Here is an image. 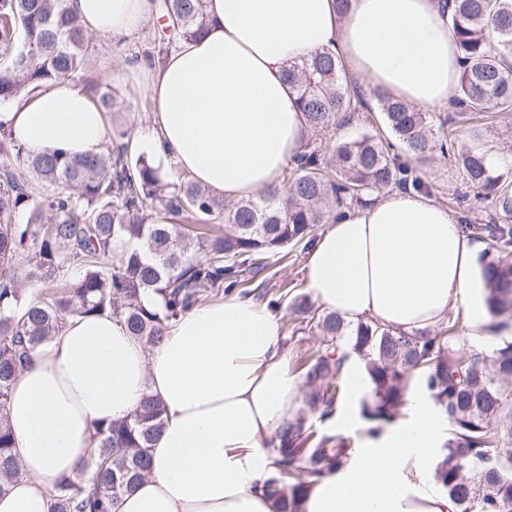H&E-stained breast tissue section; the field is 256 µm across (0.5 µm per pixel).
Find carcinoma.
<instances>
[{
    "instance_id": "obj_1",
    "label": "carcinoma",
    "mask_w": 512,
    "mask_h": 512,
    "mask_svg": "<svg viewBox=\"0 0 512 512\" xmlns=\"http://www.w3.org/2000/svg\"><path fill=\"white\" fill-rule=\"evenodd\" d=\"M160 17L180 40L200 35L205 0H158ZM462 72L456 96L459 116L512 112V0H448ZM88 37L67 0H0V104L22 92L52 87L85 68ZM307 129L316 135L357 111L344 86L338 57L316 53L286 68ZM82 90L110 112L114 94L96 86ZM387 137L364 134L340 142L331 155L304 150L286 192L267 190L234 204L193 180L168 183L147 155L130 149L118 133L105 150L82 160L62 153L29 154L0 129V493L18 475L6 408L14 382L39 347L52 341L75 316L112 315L147 346L159 344L170 323L211 293L252 294L248 274L288 246L308 245L315 226L344 207L389 187L424 190L428 184L401 160L421 163L452 154L469 186L492 196L495 216L475 230L496 245L512 246V181L492 168L486 154L458 149L448 120L378 91ZM158 201L156 220L145 208ZM27 213L26 222L16 215ZM198 224L185 230L183 212ZM22 262L21 279L12 272ZM492 315L512 318V260L484 264ZM37 283H57L32 293ZM309 331L336 343L351 336L364 360L369 393L359 411L375 434L392 425L419 379L448 419L451 436L435 478L458 512H512V457L499 452L502 416L512 439V341L489 358L456 345L454 326L440 334H408L371 321L346 332L335 313L312 314ZM347 356L326 349L306 352L296 369L305 379L304 407L277 432L275 474L265 487L274 512H299V500L318 478L353 453L348 438L321 433L309 422L336 412L345 392ZM163 407L143 398L130 418L97 429V456L75 476L48 490L51 512H111L150 467V448L164 426Z\"/></svg>"
}]
</instances>
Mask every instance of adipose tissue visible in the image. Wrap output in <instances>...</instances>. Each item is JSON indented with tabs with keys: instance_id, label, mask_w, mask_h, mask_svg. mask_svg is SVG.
I'll return each instance as SVG.
<instances>
[{
	"instance_id": "adipose-tissue-1",
	"label": "adipose tissue",
	"mask_w": 512,
	"mask_h": 512,
	"mask_svg": "<svg viewBox=\"0 0 512 512\" xmlns=\"http://www.w3.org/2000/svg\"><path fill=\"white\" fill-rule=\"evenodd\" d=\"M88 33L119 40L155 16L154 0H68ZM204 34L152 60H130L156 103L154 128L133 144L225 200L281 187L303 149L304 118L284 75L289 62L326 50L366 90L435 107L456 95L460 55L447 0H206ZM0 128L33 154L79 160L108 142L91 96L68 84L0 111ZM482 241L427 194L386 191L347 208L311 243L310 293L348 328L364 321L425 333L460 313L469 335L494 339ZM304 382L265 304L236 295L202 304L147 347L110 315L68 319L16 380L7 410L20 476L0 512H50L47 494L97 448L96 429L129 417L143 396L164 407L151 470L115 512H273L261 486L274 472L270 442L292 418ZM411 419L392 424L323 476L301 512H456L435 481L447 421L409 394Z\"/></svg>"
}]
</instances>
